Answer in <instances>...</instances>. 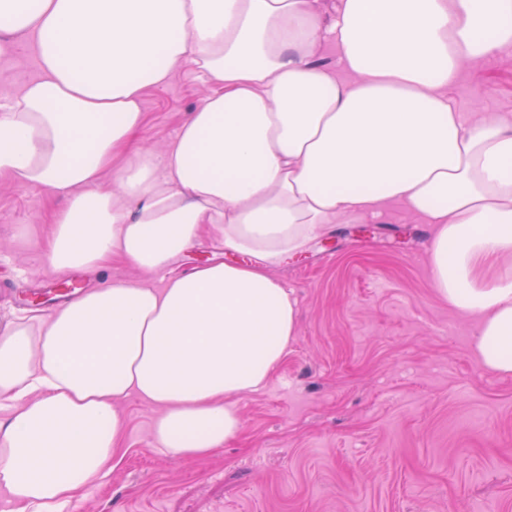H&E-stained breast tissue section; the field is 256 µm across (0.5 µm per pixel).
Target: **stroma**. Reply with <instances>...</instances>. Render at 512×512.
Returning a JSON list of instances; mask_svg holds the SVG:
<instances>
[{"instance_id": "35a3bbf8", "label": "stroma", "mask_w": 512, "mask_h": 512, "mask_svg": "<svg viewBox=\"0 0 512 512\" xmlns=\"http://www.w3.org/2000/svg\"><path fill=\"white\" fill-rule=\"evenodd\" d=\"M33 41L0 53V101L41 77ZM187 65L144 96L139 142L161 153L210 92ZM451 98L469 120L512 117V54L463 62ZM62 201L0 175V318L141 273L111 260L64 273L46 260ZM336 224L274 268L298 331L269 383L235 398L241 434L212 455L153 448L157 409L133 395L111 474L77 512H512V377L484 369L478 327L435 293L430 225L396 202Z\"/></svg>"}]
</instances>
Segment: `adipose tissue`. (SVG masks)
<instances>
[{"mask_svg":"<svg viewBox=\"0 0 512 512\" xmlns=\"http://www.w3.org/2000/svg\"><path fill=\"white\" fill-rule=\"evenodd\" d=\"M0 0V52L34 40L40 79L0 105V172L62 198L48 262L149 274L219 236L225 257L164 288L107 281L0 329V493L74 512L112 470L130 395L191 460L242 431L298 327L270 274L330 224L402 202L435 228L433 284L512 376V121L449 98L463 61L512 52V0ZM335 44L336 66L317 61ZM187 63L212 92L161 155L137 149L148 88ZM355 82L341 80V73ZM120 193L103 173L122 153Z\"/></svg>","mask_w":512,"mask_h":512,"instance_id":"obj_1","label":"adipose tissue"}]
</instances>
